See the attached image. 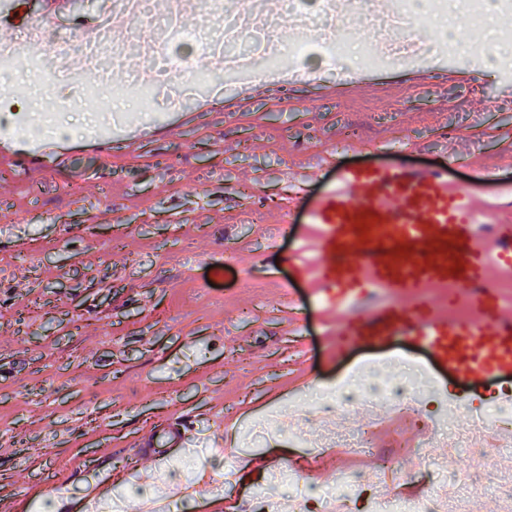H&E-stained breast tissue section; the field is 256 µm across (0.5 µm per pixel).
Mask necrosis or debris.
<instances>
[{
	"label": "necrosis or debris",
	"mask_w": 512,
	"mask_h": 512,
	"mask_svg": "<svg viewBox=\"0 0 512 512\" xmlns=\"http://www.w3.org/2000/svg\"><path fill=\"white\" fill-rule=\"evenodd\" d=\"M164 0H101L100 7L89 34L83 35L79 44L61 38L49 37L44 28H29L13 43L11 48L0 49V59L30 56L46 60L58 80L72 76L68 63L81 58L96 67L112 70L124 63L128 51L142 48L144 67L136 82L140 87L151 88L166 83L191 89L199 78L210 75L215 61L225 65L256 64L257 61L273 63L286 57L298 60L310 50H317L329 59L341 76L351 75L355 63L348 59L336 37V15L333 0H278L276 13H267L265 0H237L233 23L224 25L219 35L183 26L179 12L161 11ZM444 8V0H391L389 22L380 20V0H360L359 11L365 18L366 28L372 30L378 42L379 53L364 59V66L377 63L382 57L401 60L428 59L434 56L440 44H447L455 54H465V47L450 40L448 34L412 39L410 31L417 12L437 13ZM300 19L308 31L306 39L297 45L282 42L279 37L281 16ZM129 16L152 22L163 17L161 34L144 43L136 30L128 31L125 42H118L113 33L114 25ZM192 41L196 54H176L172 45L180 40ZM424 392L413 381H382L371 387L355 384L337 390L333 400H318L310 411L318 416L322 432L310 444V453L320 465L332 463V449L343 448L361 454L369 453L377 427L376 422L352 427L344 431L333 426L335 416L348 413L352 408L384 405L402 413L416 411ZM512 426V409L499 406L482 414L465 415L448 412L441 423L432 425L428 435L414 450V457H421L423 449L440 446L449 453L465 452L469 463L464 470L448 473L433 471L424 480V494L403 498L393 493L389 477L390 461L375 464L372 473L346 471L339 473L336 485L326 489L309 488L302 470L291 475L274 473L271 484L283 487L279 501H272L266 488H258L247 502L246 512H274L276 505L287 506L288 512H351L357 501L368 502L371 512H475V501L483 488H493L497 493L512 497V470L490 466L485 441L498 430Z\"/></svg>",
	"instance_id": "obj_1"
}]
</instances>
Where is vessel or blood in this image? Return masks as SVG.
Listing matches in <instances>:
<instances>
[{"label":"vessel or blood","mask_w":512,"mask_h":512,"mask_svg":"<svg viewBox=\"0 0 512 512\" xmlns=\"http://www.w3.org/2000/svg\"><path fill=\"white\" fill-rule=\"evenodd\" d=\"M497 197L479 207L474 191L449 184L444 167L342 168L309 212L323 255L315 293L324 311L340 313L337 352L403 336L457 376L452 404L511 402L512 389L487 381L512 375V313L498 286L512 280V222L498 216L512 210V179L500 182ZM360 217L374 220L369 239L355 225ZM376 290L383 299L373 304ZM189 439L185 422H169L141 446L175 457Z\"/></svg>","instance_id":"b4317fda"}]
</instances>
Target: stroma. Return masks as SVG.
Returning a JSON list of instances; mask_svg holds the SVG:
<instances>
[{
    "mask_svg": "<svg viewBox=\"0 0 512 512\" xmlns=\"http://www.w3.org/2000/svg\"><path fill=\"white\" fill-rule=\"evenodd\" d=\"M44 8L0 0V39L16 40L25 12L73 38L96 3ZM451 68L466 81L443 80ZM299 71L287 81L215 75L179 108L165 96L141 106L122 69L112 95L92 91L87 74L75 90L33 76L25 58L0 72L9 112L0 139L42 144L31 129L48 119L66 131L51 139L58 163L20 162L0 178V512H42L40 480L55 459L54 480L73 503H96L107 479L132 500L166 497L177 482L182 512L213 501L239 512L255 490L244 469L270 449L252 430L297 417L301 397L352 371L374 373L388 357L427 374L428 409L384 417L372 454L321 469L282 434L279 466L332 486L337 469L366 472L383 454L396 489L411 486L402 455L439 417L455 379L401 337L333 355L313 294L318 230L308 212L347 165H444L453 185L493 194L488 172L512 175V71L445 51L425 63L384 61L361 73L369 92L339 102L327 89L340 79L320 57ZM415 71L425 81L409 82ZM254 86L248 109L224 110ZM347 130L353 148L337 153ZM255 204L252 223L244 212ZM286 211L288 227L268 238ZM166 420L190 424L193 466L140 451Z\"/></svg>",
    "mask_w": 512,
    "mask_h": 512,
    "instance_id": "1",
    "label": "stroma"
}]
</instances>
